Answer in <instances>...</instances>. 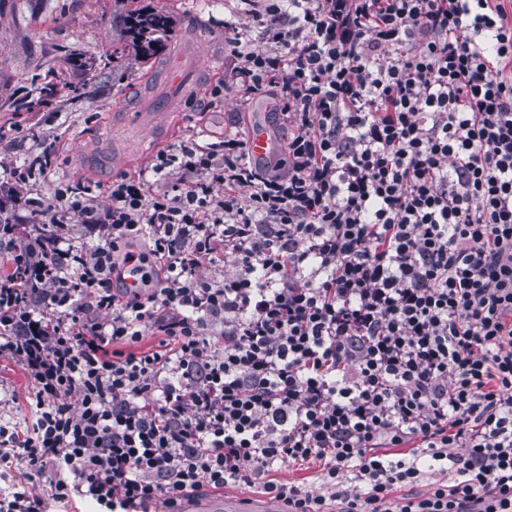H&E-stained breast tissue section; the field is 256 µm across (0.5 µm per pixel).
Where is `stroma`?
<instances>
[{
	"mask_svg": "<svg viewBox=\"0 0 512 512\" xmlns=\"http://www.w3.org/2000/svg\"><path fill=\"white\" fill-rule=\"evenodd\" d=\"M169 11L172 29L163 51L140 62L123 49L124 18L143 7ZM245 0H0V125L20 124L27 133L21 146L0 151V167L22 165L45 145L59 154L54 180L0 181V198H52L55 181L92 182L100 187L97 201L108 204L107 186L121 175H136L150 157L194 136L208 143L246 131L256 111L266 112L276 146L286 132L278 118L274 93L252 102L228 89L223 102L208 91L224 78L231 59L212 71L187 69L179 86L164 80L172 59L207 63L201 46L210 36H223L225 21L250 27L254 50H265L262 29L250 25ZM197 13L206 26L191 33L185 25ZM56 87V109L34 108L32 83ZM0 423L26 427L31 384L22 367L0 361ZM250 504L282 512L283 502L265 494L262 484H237L221 490L202 488L188 503L202 512L214 501Z\"/></svg>",
	"mask_w": 512,
	"mask_h": 512,
	"instance_id": "obj_1",
	"label": "stroma"
}]
</instances>
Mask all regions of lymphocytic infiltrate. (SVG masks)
<instances>
[{
    "label": "lymphocytic infiltrate",
    "mask_w": 512,
    "mask_h": 512,
    "mask_svg": "<svg viewBox=\"0 0 512 512\" xmlns=\"http://www.w3.org/2000/svg\"><path fill=\"white\" fill-rule=\"evenodd\" d=\"M256 2L271 47L225 26L224 80L276 88L274 163L190 137L107 206L61 184L0 226V359L32 386L30 428L0 424L24 470L0 512L259 481L288 512H512V0ZM30 213L106 243L16 242ZM305 462L328 496L268 478Z\"/></svg>",
    "instance_id": "f902f5d3"
}]
</instances>
